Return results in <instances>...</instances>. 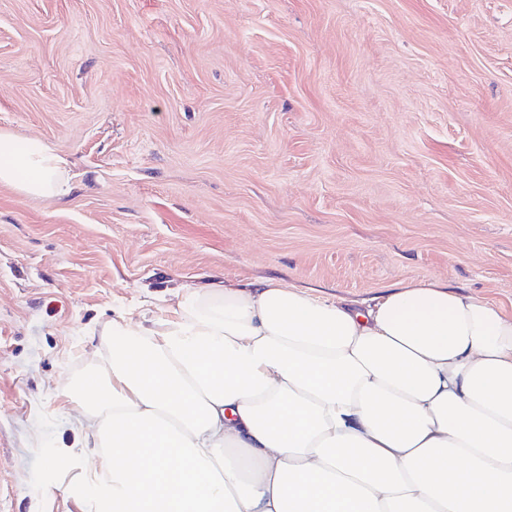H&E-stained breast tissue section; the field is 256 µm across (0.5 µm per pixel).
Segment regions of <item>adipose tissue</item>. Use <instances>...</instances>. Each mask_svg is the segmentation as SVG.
<instances>
[{
	"instance_id": "1",
	"label": "adipose tissue",
	"mask_w": 512,
	"mask_h": 512,
	"mask_svg": "<svg viewBox=\"0 0 512 512\" xmlns=\"http://www.w3.org/2000/svg\"><path fill=\"white\" fill-rule=\"evenodd\" d=\"M0 184L70 190L0 132ZM71 392L85 512H512V309L433 279L364 307L261 279L190 287Z\"/></svg>"
}]
</instances>
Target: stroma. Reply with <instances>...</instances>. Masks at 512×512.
I'll return each mask as SVG.
<instances>
[{
  "label": "stroma",
  "instance_id": "stroma-1",
  "mask_svg": "<svg viewBox=\"0 0 512 512\" xmlns=\"http://www.w3.org/2000/svg\"><path fill=\"white\" fill-rule=\"evenodd\" d=\"M0 512H80L65 392L117 314L272 278L512 302V0H0ZM68 160L44 140L0 132V184L35 197L70 191Z\"/></svg>",
  "mask_w": 512,
  "mask_h": 512
}]
</instances>
